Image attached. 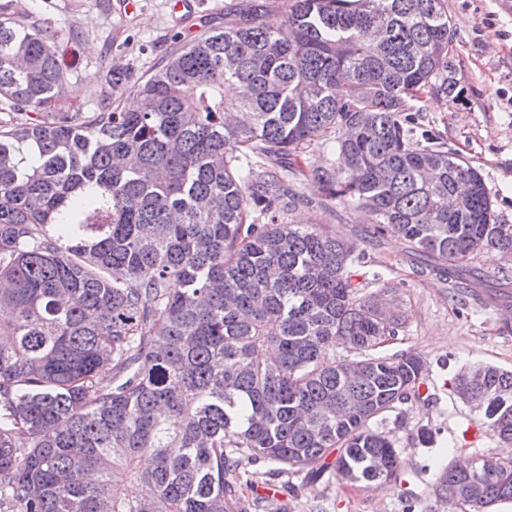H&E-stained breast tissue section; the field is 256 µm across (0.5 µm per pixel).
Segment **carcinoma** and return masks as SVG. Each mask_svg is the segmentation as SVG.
<instances>
[{
    "label": "carcinoma",
    "instance_id": "carcinoma-1",
    "mask_svg": "<svg viewBox=\"0 0 512 512\" xmlns=\"http://www.w3.org/2000/svg\"><path fill=\"white\" fill-rule=\"evenodd\" d=\"M282 8L271 28L243 5L132 85L108 70L136 107L99 112L59 106L79 33L0 19V512H252L237 481L260 460L400 481L377 424L430 400L424 360L377 353L405 323L398 288L363 293L355 241L288 223L298 181L403 238L463 304L512 225L410 114L453 90L445 0ZM315 148L338 164L305 172ZM339 343L351 357L328 360ZM452 390L512 446V371L474 365ZM434 493L493 512L512 460H452Z\"/></svg>",
    "mask_w": 512,
    "mask_h": 512
}]
</instances>
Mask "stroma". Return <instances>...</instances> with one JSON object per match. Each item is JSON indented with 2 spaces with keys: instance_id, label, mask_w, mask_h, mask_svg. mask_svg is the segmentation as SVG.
Instances as JSON below:
<instances>
[{
  "instance_id": "stroma-1",
  "label": "stroma",
  "mask_w": 512,
  "mask_h": 512,
  "mask_svg": "<svg viewBox=\"0 0 512 512\" xmlns=\"http://www.w3.org/2000/svg\"><path fill=\"white\" fill-rule=\"evenodd\" d=\"M240 0H0V17L48 23L61 32H81L65 45L70 72L64 106L97 111L106 87L103 73L114 66L132 78L149 77L176 48L189 43L205 23L223 24L224 12ZM453 26L451 96L417 101L420 121L440 135L461 163L485 180L499 223L512 225V0H445ZM292 220L319 225L339 238L359 239L368 253L358 266L366 291L398 287L406 324L382 355L420 354L428 369V403L407 404L404 424L391 428L407 462L406 484L355 486L337 480L309 482L301 473L273 474L256 463L241 471L239 489L256 497L262 486L278 488V499L260 501L256 512H448L432 492L440 472L456 457H504L505 449L486 426L484 410L455 398L453 376L471 364L512 370V259L481 253L475 266L484 301L462 307L446 282L416 275L405 261L408 245L395 236L363 237L367 224L352 209H301ZM470 425L461 434V425ZM435 434L431 447L416 445L418 427Z\"/></svg>"
}]
</instances>
